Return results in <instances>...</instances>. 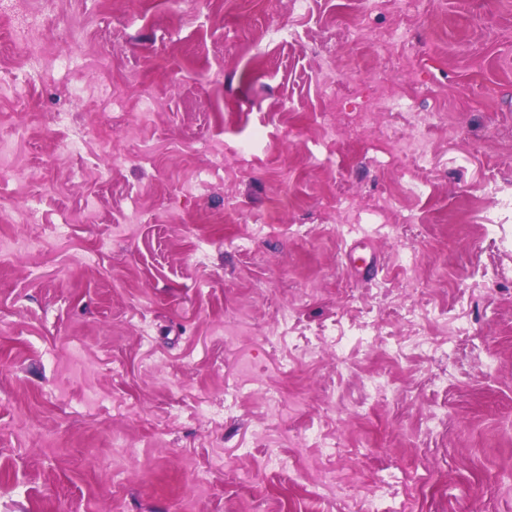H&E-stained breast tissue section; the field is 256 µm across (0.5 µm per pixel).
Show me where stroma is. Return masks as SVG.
Here are the masks:
<instances>
[{
	"label": "stroma",
	"instance_id": "obj_1",
	"mask_svg": "<svg viewBox=\"0 0 512 512\" xmlns=\"http://www.w3.org/2000/svg\"><path fill=\"white\" fill-rule=\"evenodd\" d=\"M12 3L0 512H512V0ZM357 245V244H353ZM352 245V246H353ZM350 247V249L352 248ZM357 247H354L349 252V260L354 265L352 272L360 281H368L371 279L373 273L378 272L380 268L379 259L376 253H372L368 261L362 255H356Z\"/></svg>",
	"mask_w": 512,
	"mask_h": 512
}]
</instances>
